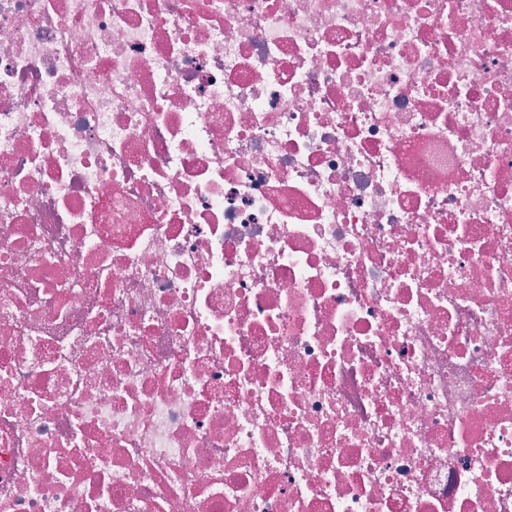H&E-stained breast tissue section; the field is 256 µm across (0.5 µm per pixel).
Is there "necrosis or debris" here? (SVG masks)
<instances>
[{"mask_svg": "<svg viewBox=\"0 0 512 512\" xmlns=\"http://www.w3.org/2000/svg\"><path fill=\"white\" fill-rule=\"evenodd\" d=\"M0 512H512V0H0Z\"/></svg>", "mask_w": 512, "mask_h": 512, "instance_id": "4bbe7bcc", "label": "necrosis or debris"}]
</instances>
